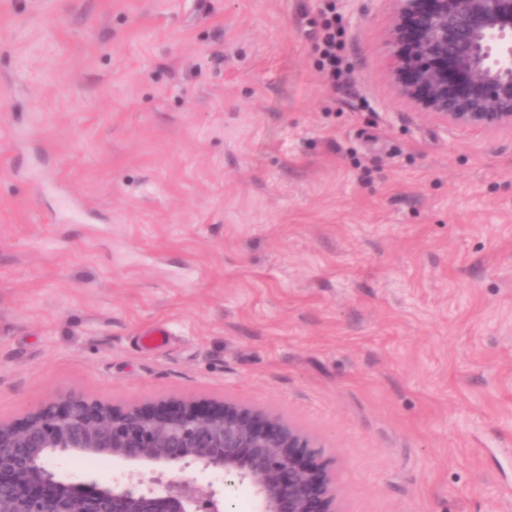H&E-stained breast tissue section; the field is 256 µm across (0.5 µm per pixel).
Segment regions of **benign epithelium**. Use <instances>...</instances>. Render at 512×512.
Here are the masks:
<instances>
[{
	"label": "benign epithelium",
	"mask_w": 512,
	"mask_h": 512,
	"mask_svg": "<svg viewBox=\"0 0 512 512\" xmlns=\"http://www.w3.org/2000/svg\"><path fill=\"white\" fill-rule=\"evenodd\" d=\"M389 2L380 49L394 96L444 127L512 133V0ZM78 457L127 472L74 480L58 464ZM333 465L309 434L246 404L65 393L0 420V512H224L192 466L224 488L249 484L259 512H338Z\"/></svg>",
	"instance_id": "1"
}]
</instances>
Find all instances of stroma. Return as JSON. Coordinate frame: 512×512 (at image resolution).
<instances>
[{"mask_svg":"<svg viewBox=\"0 0 512 512\" xmlns=\"http://www.w3.org/2000/svg\"><path fill=\"white\" fill-rule=\"evenodd\" d=\"M387 8L0 0V418L245 402L342 512H512V135L394 99ZM340 35L341 31L336 28V21L327 20L323 38L324 47L321 52V63L331 81L336 79V44Z\"/></svg>","mask_w":512,"mask_h":512,"instance_id":"obj_1","label":"stroma"}]
</instances>
